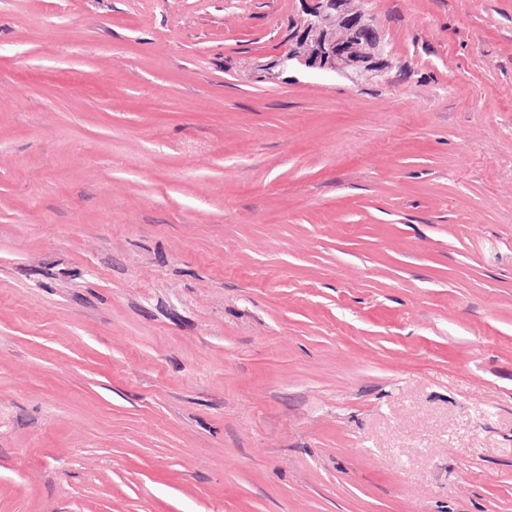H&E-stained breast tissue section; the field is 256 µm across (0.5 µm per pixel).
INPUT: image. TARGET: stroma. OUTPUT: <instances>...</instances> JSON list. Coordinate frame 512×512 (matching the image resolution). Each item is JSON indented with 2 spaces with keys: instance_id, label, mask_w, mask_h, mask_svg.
<instances>
[{
  "instance_id": "35a3bbf8",
  "label": "stroma",
  "mask_w": 512,
  "mask_h": 512,
  "mask_svg": "<svg viewBox=\"0 0 512 512\" xmlns=\"http://www.w3.org/2000/svg\"><path fill=\"white\" fill-rule=\"evenodd\" d=\"M0 0V512H512V0ZM312 4L305 12L297 37L306 34V41L312 44L311 50L306 55H298L294 51L293 43L286 49L276 61V66L282 69L290 68L293 65L303 66L308 69L332 71L347 77L352 83H358L367 77L368 73L377 64L384 61L387 54V44L384 41L382 32L374 25L361 21L357 27H364L375 41L374 60L349 59L344 52L338 48L336 34L326 28L323 24L324 18L336 14L340 0H310ZM359 16L345 15L336 17V32L342 35L341 48L356 56L364 54L369 44V35L360 28H355Z\"/></svg>"
}]
</instances>
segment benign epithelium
I'll return each instance as SVG.
<instances>
[{
    "label": "benign epithelium",
    "instance_id": "7a95c632",
    "mask_svg": "<svg viewBox=\"0 0 512 512\" xmlns=\"http://www.w3.org/2000/svg\"><path fill=\"white\" fill-rule=\"evenodd\" d=\"M339 3L340 0H312L298 32V36L306 37V41L312 44L311 50L305 55H299L290 44L280 55L276 65L283 69L299 65L308 69L332 71L357 83L372 72V67L382 63L384 55L387 54V44L382 32L365 21L360 22L359 26L366 28L375 41L376 57L367 61L354 60L338 48L336 34L325 27L323 20L336 11Z\"/></svg>",
    "mask_w": 512,
    "mask_h": 512
}]
</instances>
